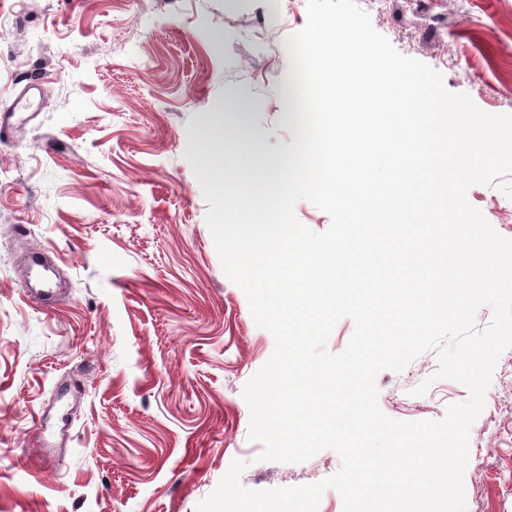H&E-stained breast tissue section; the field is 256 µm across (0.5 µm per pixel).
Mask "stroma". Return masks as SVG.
<instances>
[{"instance_id": "35a3bbf8", "label": "stroma", "mask_w": 512, "mask_h": 512, "mask_svg": "<svg viewBox=\"0 0 512 512\" xmlns=\"http://www.w3.org/2000/svg\"><path fill=\"white\" fill-rule=\"evenodd\" d=\"M403 55L483 111L512 113V0H358ZM307 0H0V512H196L233 460L254 490L339 471L324 449L261 459L242 392L275 341L225 274L191 166L270 175L294 142L286 39ZM58 147L49 152L48 140ZM467 199L512 239V198ZM48 250L50 306L25 257ZM430 350L378 403L438 421L467 388ZM425 394H416L421 383ZM467 512H512V348L470 427ZM35 88L34 85L28 86L15 98L8 109L0 113V140H8L9 135L13 133L15 124L12 122V118L15 112H22L29 107L27 94Z\"/></svg>"}]
</instances>
